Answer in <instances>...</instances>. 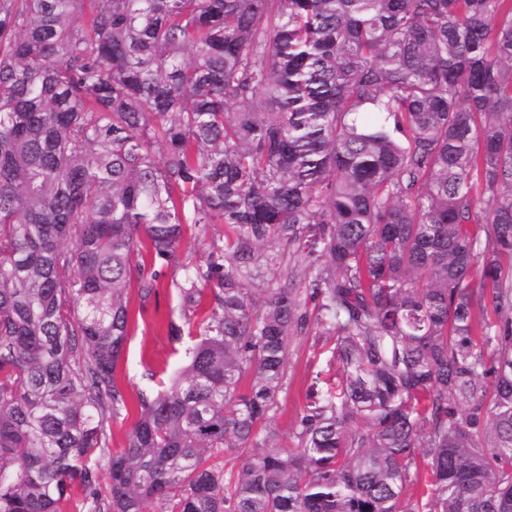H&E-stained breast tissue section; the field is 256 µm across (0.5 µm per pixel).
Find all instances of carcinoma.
<instances>
[{
    "label": "carcinoma",
    "instance_id": "cac0c4a2",
    "mask_svg": "<svg viewBox=\"0 0 512 512\" xmlns=\"http://www.w3.org/2000/svg\"><path fill=\"white\" fill-rule=\"evenodd\" d=\"M505 254L512 0H0V512H512ZM171 268L196 341L114 454ZM224 230L222 224H211L204 229L201 227L192 228L185 234L181 262L189 264L197 261L213 238L224 235ZM324 340L318 343L313 335L301 336L293 340L290 346L288 363V380L290 386L287 394H282L279 407L274 415L276 427L280 430L282 446L291 448V428L297 413L303 409L307 402V388L310 384L311 366H325L326 349L331 345L323 346Z\"/></svg>",
    "mask_w": 512,
    "mask_h": 512
}]
</instances>
